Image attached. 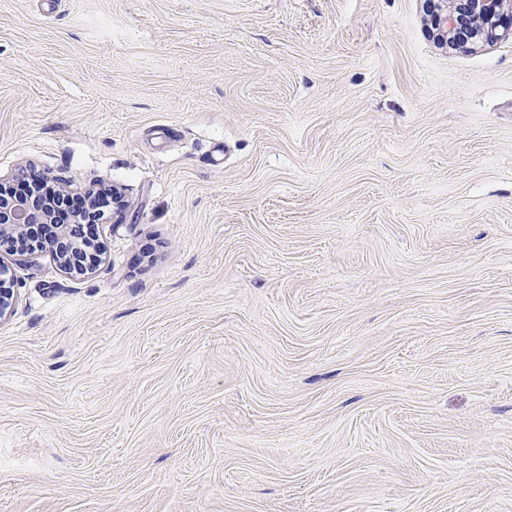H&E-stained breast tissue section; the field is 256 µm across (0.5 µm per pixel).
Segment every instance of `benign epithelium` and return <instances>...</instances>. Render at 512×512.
Instances as JSON below:
<instances>
[{"instance_id":"obj_1","label":"benign epithelium","mask_w":512,"mask_h":512,"mask_svg":"<svg viewBox=\"0 0 512 512\" xmlns=\"http://www.w3.org/2000/svg\"><path fill=\"white\" fill-rule=\"evenodd\" d=\"M432 24L442 39L457 34L467 35L458 47H468V41L480 40L497 31L512 33V0H448V11L437 8L432 13ZM51 223V214L39 200L0 198V251L26 253L40 247L39 230ZM83 235V227L72 224L58 226L60 247L55 252L59 265L66 271L75 268L91 272L92 257L76 261L70 246Z\"/></svg>"}]
</instances>
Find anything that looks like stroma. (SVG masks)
I'll return each mask as SVG.
<instances>
[{
  "label": "stroma",
  "mask_w": 512,
  "mask_h": 512,
  "mask_svg": "<svg viewBox=\"0 0 512 512\" xmlns=\"http://www.w3.org/2000/svg\"><path fill=\"white\" fill-rule=\"evenodd\" d=\"M429 0H0V512H512V35ZM432 24L441 39L457 34L467 35V41L457 43L468 48L469 40L496 35L499 29L512 34V2L510 0H448V13L437 7ZM5 194L11 196L36 197L47 203L53 215L52 224H61L58 226V240L62 244L55 252V257L59 265L66 271L78 268L86 274L91 273L92 266L91 254H87L82 262L76 263V258L70 250V246L83 235L81 225H72L81 221L83 212L80 209H73L70 204L54 189H46L38 184H28L20 186L19 189L5 190ZM51 214L39 200L0 198V252L26 253L40 248L39 230Z\"/></svg>",
  "instance_id": "1"
}]
</instances>
